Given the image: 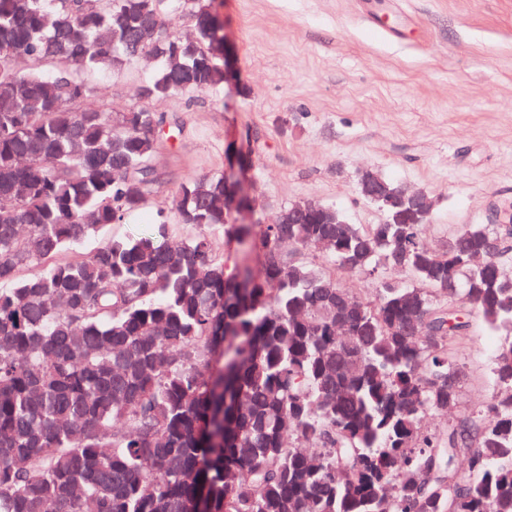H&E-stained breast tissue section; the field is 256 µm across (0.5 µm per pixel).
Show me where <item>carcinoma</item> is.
<instances>
[{"instance_id":"carcinoma-1","label":"carcinoma","mask_w":512,"mask_h":512,"mask_svg":"<svg viewBox=\"0 0 512 512\" xmlns=\"http://www.w3.org/2000/svg\"><path fill=\"white\" fill-rule=\"evenodd\" d=\"M185 11L188 38L157 0H0V512H512L506 225L432 251L427 216L338 224L327 206L305 224H227L220 174L175 186L174 217L197 234L174 239L161 216L59 259L142 208L173 122L80 107L77 71L148 54L146 101L223 84L209 0ZM216 231L256 254L252 287ZM465 307L500 336L499 394L430 432L422 419L459 398Z\"/></svg>"}]
</instances>
